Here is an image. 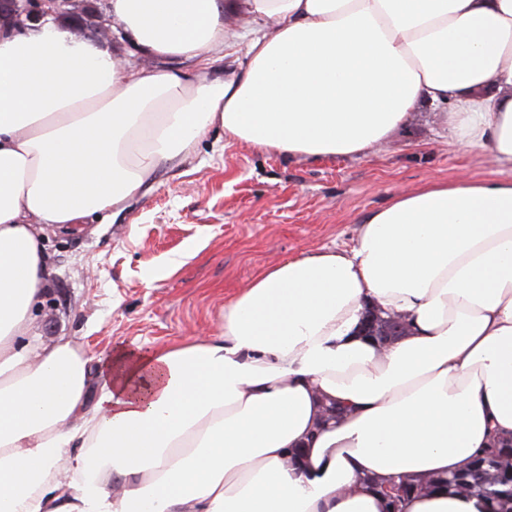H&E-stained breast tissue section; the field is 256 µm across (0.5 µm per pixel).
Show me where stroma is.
<instances>
[{"label": "stroma", "mask_w": 512, "mask_h": 512, "mask_svg": "<svg viewBox=\"0 0 512 512\" xmlns=\"http://www.w3.org/2000/svg\"><path fill=\"white\" fill-rule=\"evenodd\" d=\"M496 176L449 139L432 106L360 158L284 159L211 133L120 214L73 233L46 231L52 273L34 327L45 343L67 336L96 357L215 335L241 288L272 264L352 248L360 219L396 190ZM190 245L196 256L161 275Z\"/></svg>", "instance_id": "stroma-1"}]
</instances>
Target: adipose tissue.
Returning <instances> with one entry per match:
<instances>
[{
  "instance_id": "adipose-tissue-1",
  "label": "adipose tissue",
  "mask_w": 512,
  "mask_h": 512,
  "mask_svg": "<svg viewBox=\"0 0 512 512\" xmlns=\"http://www.w3.org/2000/svg\"><path fill=\"white\" fill-rule=\"evenodd\" d=\"M108 13L149 67L51 16L0 32V512H387L374 480L445 478L512 437V177L396 191L353 248L242 288L216 336L97 359L33 335L44 232L123 210L209 131L288 159L359 157L429 104L462 149L512 170V0ZM230 15L255 28L223 72L209 62ZM371 307L409 334L367 341ZM491 510L448 489L404 507Z\"/></svg>"
}]
</instances>
